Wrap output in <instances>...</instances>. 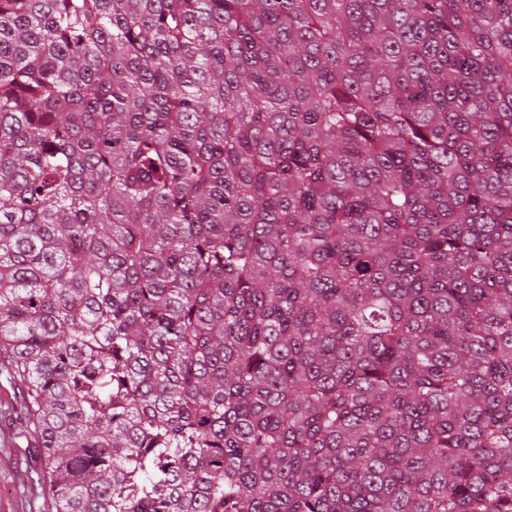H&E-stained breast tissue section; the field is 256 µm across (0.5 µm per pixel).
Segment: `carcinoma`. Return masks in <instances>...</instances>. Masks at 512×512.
<instances>
[{"instance_id": "carcinoma-1", "label": "carcinoma", "mask_w": 512, "mask_h": 512, "mask_svg": "<svg viewBox=\"0 0 512 512\" xmlns=\"http://www.w3.org/2000/svg\"><path fill=\"white\" fill-rule=\"evenodd\" d=\"M0 354L56 512H512V0H0Z\"/></svg>"}]
</instances>
